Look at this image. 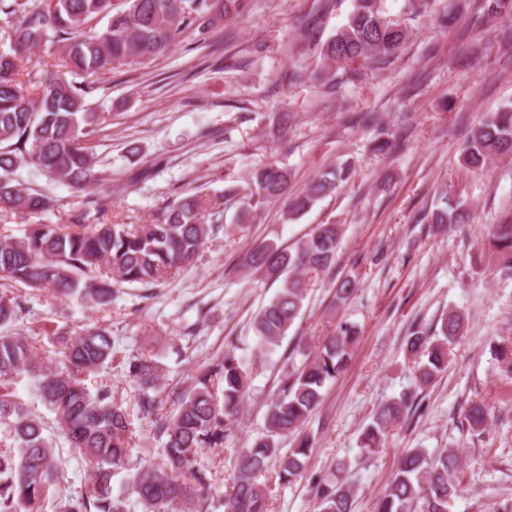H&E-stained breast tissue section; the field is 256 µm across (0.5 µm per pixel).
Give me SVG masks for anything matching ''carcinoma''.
I'll use <instances>...</instances> for the list:
<instances>
[{
    "mask_svg": "<svg viewBox=\"0 0 512 512\" xmlns=\"http://www.w3.org/2000/svg\"><path fill=\"white\" fill-rule=\"evenodd\" d=\"M30 0H0L5 15L0 32L9 42L0 48V213L42 216L56 212L57 221L39 222L20 237L0 240V278L39 291L51 289L66 300L90 301L99 309L112 305L125 284L155 288L175 272L189 267L205 242L221 226L224 202L198 192L168 201L152 224L130 227L104 220L98 197L89 189L106 180L96 169L92 140L98 117L87 97L108 81L113 71L147 64L177 44L206 39L218 25L244 13L248 0H129L115 12L112 0H56L31 6ZM94 19L107 20L97 30ZM409 37L403 21L384 9V0H355L346 24L327 39L320 55L328 63L382 61L395 56ZM60 48L58 70L30 76L32 92L15 78L18 49L28 54L42 45ZM78 75L97 76L77 82ZM497 156H512V106H504L477 127L463 150V162L474 174ZM33 167L50 180H62L83 194L70 210L52 197L23 188L16 178L21 165ZM353 173L348 162L317 174L300 193L288 194L287 168L268 164L255 169L236 194L258 210L289 196L288 216L305 214L336 192ZM445 206L427 216L428 229L468 224L466 202L443 196ZM341 237L337 224H319L295 248L272 243L251 246L243 265L280 282L273 300L254 320L263 346H275L299 316L308 294L306 275L328 272L336 263ZM490 244L497 271L512 277V219L496 224ZM26 307L17 296L0 292V426L11 444L0 449V512H43L55 498L60 458L46 422L16 400L14 385L22 374L36 383L45 407L69 451L89 468L88 481L60 501L58 512H129L128 497L113 494L112 479L128 469L135 435L130 414L119 405L112 386L90 389L87 378L114 358L109 331L87 326L60 340L66 369L45 370L30 337L13 328ZM465 316L457 310L441 314L435 324H420L407 337L414 385L380 404L360 437V452L380 447L385 432L417 409L418 396L448 368V344L463 334ZM356 327L346 322L316 346L313 355L283 376L266 413L265 431L236 458L232 490L224 495V512H269V490L258 476L278 462L284 483L303 477L312 443L301 433L317 409L327 383L350 360ZM127 378L138 388L137 407L150 419L161 440L162 462L139 466L127 476L141 512H210V468L197 465L208 448H222L231 434L249 390L252 369L233 352L208 360L189 384L166 391L162 367L153 356L122 362ZM490 409L482 401L469 404L461 428L482 433ZM298 434L293 448L281 452L280 439ZM462 460L454 448L429 452L408 448L395 474L375 504V512H449L458 496L457 474ZM343 469L316 480L317 512H352L355 486Z\"/></svg>",
    "mask_w": 512,
    "mask_h": 512,
    "instance_id": "cac0c4a2",
    "label": "carcinoma"
}]
</instances>
